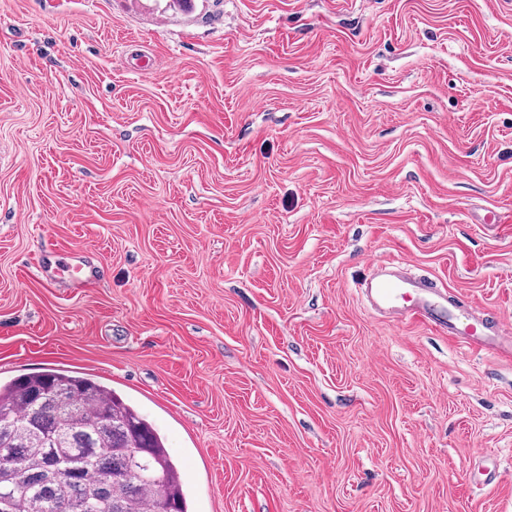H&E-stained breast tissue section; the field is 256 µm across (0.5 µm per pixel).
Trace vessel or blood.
Listing matches in <instances>:
<instances>
[{
  "mask_svg": "<svg viewBox=\"0 0 512 512\" xmlns=\"http://www.w3.org/2000/svg\"><path fill=\"white\" fill-rule=\"evenodd\" d=\"M36 268L48 280L71 275L79 287L98 279L94 266L82 260L65 261L51 247L40 252ZM360 291L370 308L388 320L417 322L447 334L450 341L468 350L512 359V336H505L501 316L468 314L464 304L450 301L432 281L409 275L399 265L373 267L361 282Z\"/></svg>",
  "mask_w": 512,
  "mask_h": 512,
  "instance_id": "obj_1",
  "label": "vessel or blood"
}]
</instances>
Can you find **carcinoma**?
Returning a JSON list of instances; mask_svg holds the SVG:
<instances>
[{"instance_id":"carcinoma-1","label":"carcinoma","mask_w":512,"mask_h":512,"mask_svg":"<svg viewBox=\"0 0 512 512\" xmlns=\"http://www.w3.org/2000/svg\"><path fill=\"white\" fill-rule=\"evenodd\" d=\"M188 512L152 423L61 371L0 384V512Z\"/></svg>"}]
</instances>
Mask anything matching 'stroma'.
Wrapping results in <instances>:
<instances>
[{
    "mask_svg": "<svg viewBox=\"0 0 512 512\" xmlns=\"http://www.w3.org/2000/svg\"><path fill=\"white\" fill-rule=\"evenodd\" d=\"M490 210L512 0H0V382L111 387L189 512H512V360L359 291L399 261L512 321ZM37 272L48 280H54L65 275L72 276L76 287H85L98 280L97 269L83 260L76 263L65 261L61 253L52 247H45L36 260Z\"/></svg>",
    "mask_w": 512,
    "mask_h": 512,
    "instance_id": "obj_1",
    "label": "stroma"
}]
</instances>
